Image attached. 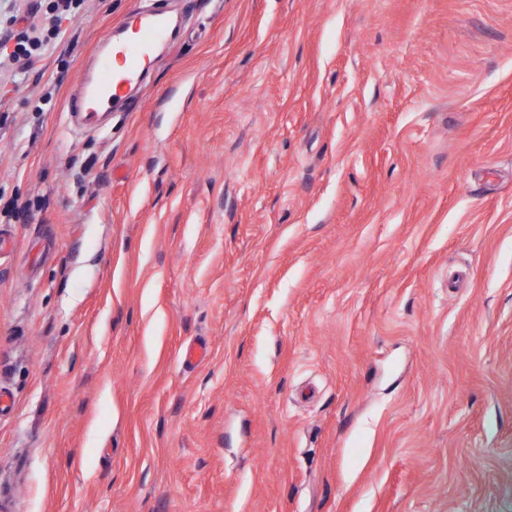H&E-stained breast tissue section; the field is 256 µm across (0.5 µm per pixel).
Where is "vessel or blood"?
<instances>
[{"instance_id": "b4317fda", "label": "vessel or blood", "mask_w": 512, "mask_h": 512, "mask_svg": "<svg viewBox=\"0 0 512 512\" xmlns=\"http://www.w3.org/2000/svg\"><path fill=\"white\" fill-rule=\"evenodd\" d=\"M168 27L165 0H153L151 8L134 14L125 40L116 41L111 34H104L70 102V124L90 125L99 115L112 112L126 91L149 70L154 50L166 37Z\"/></svg>"}]
</instances>
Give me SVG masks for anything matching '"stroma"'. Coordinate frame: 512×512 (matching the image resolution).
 Returning a JSON list of instances; mask_svg holds the SVG:
<instances>
[{"label":"stroma","mask_w":512,"mask_h":512,"mask_svg":"<svg viewBox=\"0 0 512 512\" xmlns=\"http://www.w3.org/2000/svg\"><path fill=\"white\" fill-rule=\"evenodd\" d=\"M148 2L0 74V512H512V0H170L68 132ZM166 0H153L149 9L133 15L131 33L122 41L112 39V29L99 42L95 59L71 98L69 125H91L101 114L112 112L127 90L149 70L154 49L168 33Z\"/></svg>","instance_id":"1"}]
</instances>
